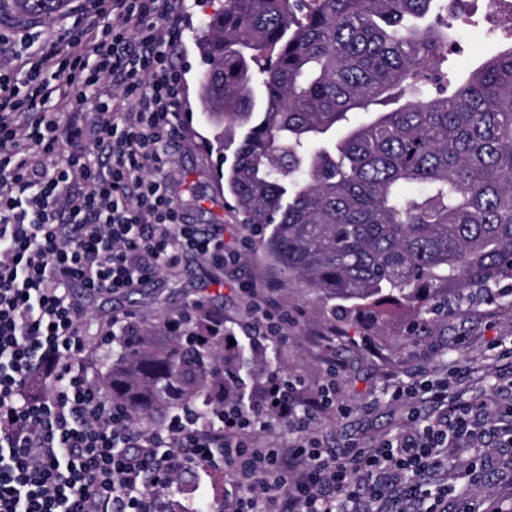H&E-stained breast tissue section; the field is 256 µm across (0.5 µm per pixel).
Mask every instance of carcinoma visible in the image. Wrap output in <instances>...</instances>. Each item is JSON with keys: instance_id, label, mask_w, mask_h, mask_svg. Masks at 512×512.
<instances>
[{"instance_id": "1", "label": "carcinoma", "mask_w": 512, "mask_h": 512, "mask_svg": "<svg viewBox=\"0 0 512 512\" xmlns=\"http://www.w3.org/2000/svg\"><path fill=\"white\" fill-rule=\"evenodd\" d=\"M10 2L50 19L67 0ZM460 22L448 0H224L198 37L210 147H234L218 174L242 223L288 278L377 320L480 294L512 307V42L464 75L447 52ZM163 329L112 337L113 412L143 429L173 411L275 416L245 405L246 375L284 390L262 344L229 345L204 307Z\"/></svg>"}]
</instances>
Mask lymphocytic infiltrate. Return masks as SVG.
<instances>
[{
	"label": "lymphocytic infiltrate",
	"mask_w": 512,
	"mask_h": 512,
	"mask_svg": "<svg viewBox=\"0 0 512 512\" xmlns=\"http://www.w3.org/2000/svg\"><path fill=\"white\" fill-rule=\"evenodd\" d=\"M59 41L0 36L22 83L0 76V512H160L170 478L237 462L232 512H448V489L427 476L450 448L512 447V399L454 402V383L398 389L447 402V420L375 450L330 455L315 441L289 451L239 440L249 418L136 430L93 383V357L69 292H129L192 253L237 260L220 231L182 221L157 180L178 134L180 37L171 0H87ZM97 98L60 117L57 86ZM100 157L85 158L86 145ZM50 383L31 385L35 372ZM510 418L492 428L489 416Z\"/></svg>",
	"instance_id": "1"
}]
</instances>
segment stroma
I'll use <instances>...</instances> for the list:
<instances>
[{"label":"stroma","instance_id":"stroma-1","mask_svg":"<svg viewBox=\"0 0 512 512\" xmlns=\"http://www.w3.org/2000/svg\"><path fill=\"white\" fill-rule=\"evenodd\" d=\"M80 0H69L65 11L52 19L19 17L10 5L0 6V33H31L39 42L56 40L65 28L80 20ZM221 6L220 0H176L182 39L171 57L183 76L176 122L181 137L170 147L167 186L182 204L184 220L206 227L220 226L225 244L239 253L237 262L217 270L193 254L131 293L90 294L72 290L81 321L90 332L94 353H103L104 334L113 316L128 315L145 329L200 301L223 315L240 342L263 335L277 368L295 387L296 408L288 420L255 419L245 438L272 448H288L300 438H316L327 452H342L351 444L373 448L402 432L406 412L392 397L394 385L430 375L481 377L479 392L462 387L460 401L491 395L499 378V354L512 347V309L495 303H477L439 316L424 328H413L406 313L393 310L385 323L375 324L357 312L333 318L328 305L312 289L289 281L267 261L258 237L244 226L231 197L216 179V154L210 151V133L203 118L198 83L205 66L196 39L204 18ZM477 26L463 27L453 60L467 69L495 48L487 35V0H468ZM271 298L288 315L282 334L253 329L251 298ZM335 386L331 406L312 412L310 398ZM449 485L462 489L472 505L490 497L512 500L511 448H457L445 462Z\"/></svg>","mask_w":512,"mask_h":512}]
</instances>
